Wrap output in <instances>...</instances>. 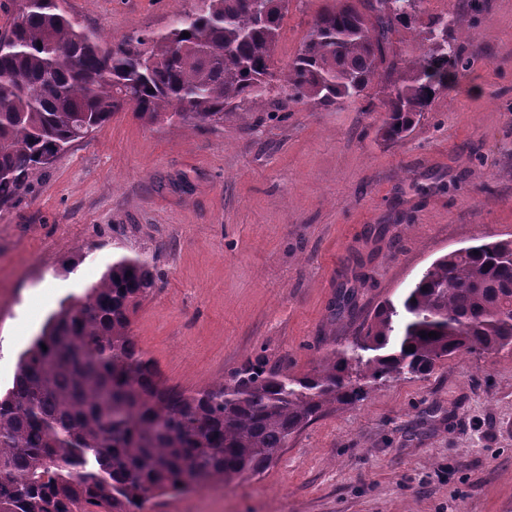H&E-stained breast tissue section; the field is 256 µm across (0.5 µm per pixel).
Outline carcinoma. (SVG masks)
Instances as JSON below:
<instances>
[{
  "label": "carcinoma",
  "instance_id": "1",
  "mask_svg": "<svg viewBox=\"0 0 512 512\" xmlns=\"http://www.w3.org/2000/svg\"><path fill=\"white\" fill-rule=\"evenodd\" d=\"M201 2L163 31L108 48L59 0H20L0 33V208L116 112L198 126L262 101L288 0ZM360 2L362 11L340 0L316 16L283 94L329 108L360 98L382 74L390 83L382 136L398 141L469 66L448 40L465 15L430 20L424 51L404 66L391 36L422 0ZM155 285L146 260L116 258L18 356L0 395V512H144L152 498L262 472L294 433L376 384L427 374L462 351L512 347V240L437 258L310 374L257 355L199 391L165 386L130 335V310Z\"/></svg>",
  "mask_w": 512,
  "mask_h": 512
}]
</instances>
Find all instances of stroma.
<instances>
[{
    "instance_id": "35a3bbf8",
    "label": "stroma",
    "mask_w": 512,
    "mask_h": 512,
    "mask_svg": "<svg viewBox=\"0 0 512 512\" xmlns=\"http://www.w3.org/2000/svg\"><path fill=\"white\" fill-rule=\"evenodd\" d=\"M326 0H290L274 53L285 70ZM201 0H68L121 40ZM421 0L392 36L411 61L443 7ZM472 57L403 140L381 136L380 85L332 108L261 106L180 127L119 112L32 175L0 211V391L67 298L119 255L156 286L130 330L170 387L199 390L256 354L310 373L358 336L436 258L512 239V0H484L456 33ZM353 314H338L345 290ZM39 298V312L30 301ZM145 512H512V349L459 354L376 385L293 435L256 475L151 499Z\"/></svg>"
}]
</instances>
